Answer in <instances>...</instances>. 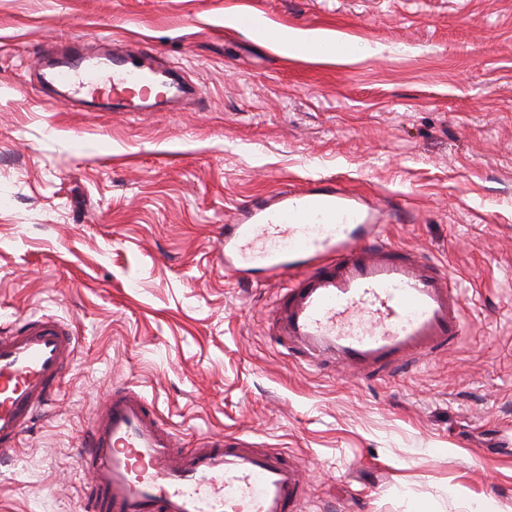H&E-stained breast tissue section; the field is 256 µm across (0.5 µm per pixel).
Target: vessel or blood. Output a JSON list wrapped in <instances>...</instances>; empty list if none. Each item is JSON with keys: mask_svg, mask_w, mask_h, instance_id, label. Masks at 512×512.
<instances>
[{"mask_svg": "<svg viewBox=\"0 0 512 512\" xmlns=\"http://www.w3.org/2000/svg\"><path fill=\"white\" fill-rule=\"evenodd\" d=\"M136 44L106 65L73 60L50 84L71 97L148 102L162 89L196 99L197 87ZM390 210L334 184L256 198L224 227V273L261 269L292 280L270 333L290 358L317 371L341 368L394 377L418 356L450 349L466 310L450 275L383 234ZM77 346L73 328L32 316L0 332V454L17 448L38 411L57 394ZM89 480L82 512H302V463L246 435L183 447L141 392L111 387L82 439Z\"/></svg>", "mask_w": 512, "mask_h": 512, "instance_id": "vessel-or-blood-1", "label": "vessel or blood"}]
</instances>
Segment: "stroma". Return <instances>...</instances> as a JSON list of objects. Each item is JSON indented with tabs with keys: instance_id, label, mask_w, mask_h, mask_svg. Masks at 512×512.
<instances>
[{
	"instance_id": "stroma-1",
	"label": "stroma",
	"mask_w": 512,
	"mask_h": 512,
	"mask_svg": "<svg viewBox=\"0 0 512 512\" xmlns=\"http://www.w3.org/2000/svg\"><path fill=\"white\" fill-rule=\"evenodd\" d=\"M322 31L291 56L227 20ZM137 43L201 91L176 112L51 103L42 49ZM331 180L472 300L454 349L387 382L317 373L269 334L280 281H226L219 228ZM71 323L55 398L0 459V512H78L112 384L185 447L249 433L298 459L307 512H512V0H0V326Z\"/></svg>"
}]
</instances>
